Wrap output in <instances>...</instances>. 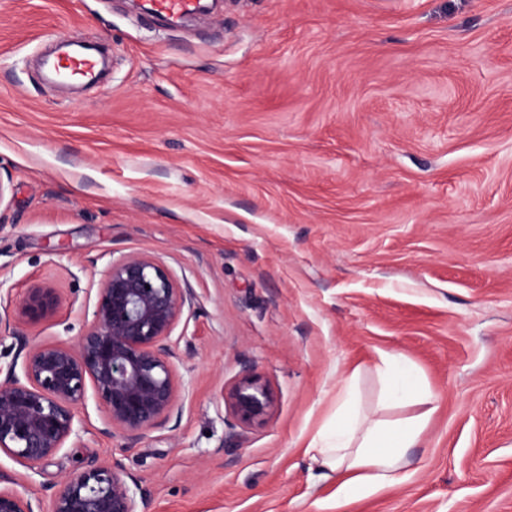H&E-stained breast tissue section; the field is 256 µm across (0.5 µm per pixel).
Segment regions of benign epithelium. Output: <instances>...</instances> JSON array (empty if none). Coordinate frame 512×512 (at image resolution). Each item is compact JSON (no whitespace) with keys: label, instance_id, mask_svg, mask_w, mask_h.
<instances>
[{"label":"benign epithelium","instance_id":"7a95c632","mask_svg":"<svg viewBox=\"0 0 512 512\" xmlns=\"http://www.w3.org/2000/svg\"><path fill=\"white\" fill-rule=\"evenodd\" d=\"M60 304L43 284L27 288L21 313L38 321ZM190 304V292L144 255H129L109 268L93 319L73 346L33 344L26 348L23 375L17 363L0 366V453L32 466L79 437L77 405L93 391L108 425L131 440L158 426L173 412L178 381L172 332ZM240 425L248 429L272 413L265 384L242 375L224 396ZM19 480L0 470V512H36L18 490ZM145 493L124 465L114 460L90 466L63 480L50 512H136Z\"/></svg>","mask_w":512,"mask_h":512}]
</instances>
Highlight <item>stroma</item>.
Segmentation results:
<instances>
[{
    "instance_id": "1",
    "label": "stroma",
    "mask_w": 512,
    "mask_h": 512,
    "mask_svg": "<svg viewBox=\"0 0 512 512\" xmlns=\"http://www.w3.org/2000/svg\"><path fill=\"white\" fill-rule=\"evenodd\" d=\"M80 33L110 76L70 91L37 58ZM0 362L76 344L112 262L191 289L189 381L137 441L94 395L28 472L42 507L120 459L137 512H512V0H215L170 25L133 0H0ZM61 302L31 322L32 283ZM439 409L398 485L345 505L305 449L380 355ZM265 384L241 430L224 395ZM224 402L244 429L263 423L274 408L266 385L250 374L242 375L235 382L224 396Z\"/></svg>"
}]
</instances>
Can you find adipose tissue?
Masks as SVG:
<instances>
[{
    "mask_svg": "<svg viewBox=\"0 0 512 512\" xmlns=\"http://www.w3.org/2000/svg\"><path fill=\"white\" fill-rule=\"evenodd\" d=\"M379 373L384 387L381 404L403 401L421 405V412L387 419L363 410L352 386L341 389L334 419L307 447L323 478H335L344 502L396 484L407 464V451L415 447L438 409L435 396L421 388L416 372L402 366L393 353H382Z\"/></svg>",
    "mask_w": 512,
    "mask_h": 512,
    "instance_id": "1",
    "label": "adipose tissue"
}]
</instances>
